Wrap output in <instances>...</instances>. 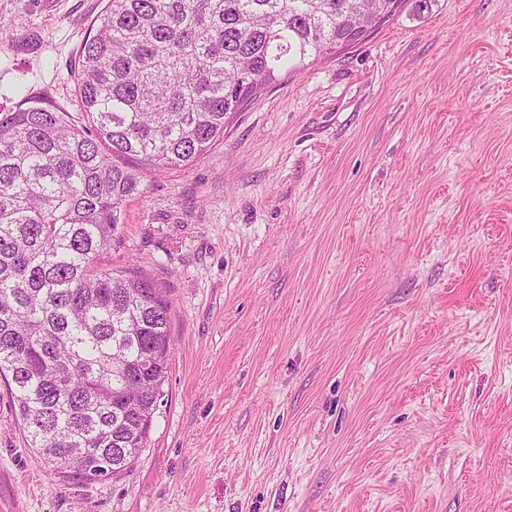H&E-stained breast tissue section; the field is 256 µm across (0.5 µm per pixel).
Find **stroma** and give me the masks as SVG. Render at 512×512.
<instances>
[{
	"mask_svg": "<svg viewBox=\"0 0 512 512\" xmlns=\"http://www.w3.org/2000/svg\"><path fill=\"white\" fill-rule=\"evenodd\" d=\"M104 0H0V113L81 117ZM108 272L172 302L131 470L61 483L0 381V512H512V0L404 6L145 178Z\"/></svg>",
	"mask_w": 512,
	"mask_h": 512,
	"instance_id": "obj_1",
	"label": "stroma"
}]
</instances>
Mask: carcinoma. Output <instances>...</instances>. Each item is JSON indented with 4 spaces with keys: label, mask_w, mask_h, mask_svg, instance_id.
I'll use <instances>...</instances> for the list:
<instances>
[{
    "label": "carcinoma",
    "mask_w": 512,
    "mask_h": 512,
    "mask_svg": "<svg viewBox=\"0 0 512 512\" xmlns=\"http://www.w3.org/2000/svg\"><path fill=\"white\" fill-rule=\"evenodd\" d=\"M406 0H106L74 57L87 122L0 116V379L63 483L133 467L174 350L167 290L98 264L122 207L189 168L292 63L356 44Z\"/></svg>",
    "instance_id": "obj_1"
}]
</instances>
